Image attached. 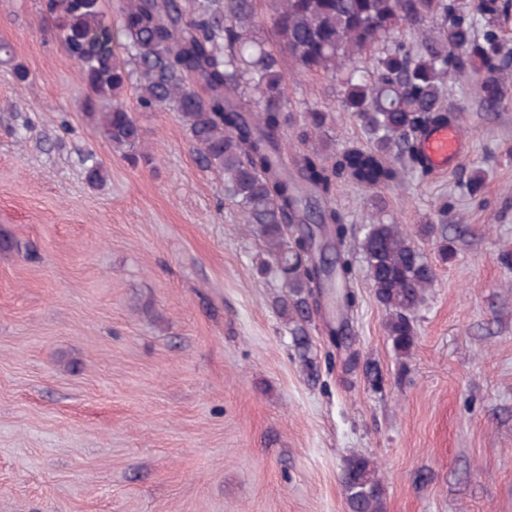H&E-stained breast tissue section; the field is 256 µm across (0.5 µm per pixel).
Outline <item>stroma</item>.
Instances as JSON below:
<instances>
[{"mask_svg": "<svg viewBox=\"0 0 512 512\" xmlns=\"http://www.w3.org/2000/svg\"><path fill=\"white\" fill-rule=\"evenodd\" d=\"M41 5L0 0V512H347L354 454L376 460L386 512H512V88L487 111L467 78L450 85L456 168L336 192L356 227L414 233L448 204L447 262L417 242L436 281L411 353L354 238V308L313 295L300 344L264 243L179 114L127 93L155 157L129 165ZM287 72L296 109L333 114L336 147L365 145L331 78Z\"/></svg>", "mask_w": 512, "mask_h": 512, "instance_id": "1", "label": "stroma"}]
</instances>
